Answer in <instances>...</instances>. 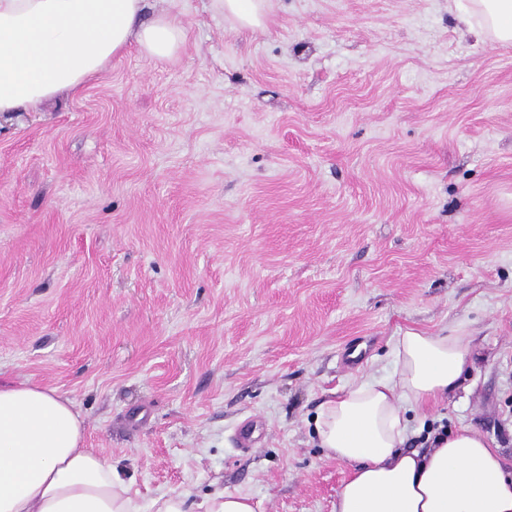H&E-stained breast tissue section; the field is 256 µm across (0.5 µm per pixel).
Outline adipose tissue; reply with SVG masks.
Listing matches in <instances>:
<instances>
[{
	"instance_id": "ef3b65f1",
	"label": "adipose tissue",
	"mask_w": 512,
	"mask_h": 512,
	"mask_svg": "<svg viewBox=\"0 0 512 512\" xmlns=\"http://www.w3.org/2000/svg\"><path fill=\"white\" fill-rule=\"evenodd\" d=\"M145 0H0V114L39 111L77 93L139 45L165 61L186 39L171 16L142 18ZM458 20L512 44V0H469ZM387 376L332 394L312 421L326 458L346 463L333 512H512V470L471 426L431 429L406 449L409 413L447 404L464 388L475 343L465 323L434 335L409 328L390 345ZM251 495L201 500L162 494L149 510L118 465L84 445L74 402L35 382L0 381V512H257Z\"/></svg>"
}]
</instances>
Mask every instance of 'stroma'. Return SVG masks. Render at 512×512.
I'll return each instance as SVG.
<instances>
[{
  "mask_svg": "<svg viewBox=\"0 0 512 512\" xmlns=\"http://www.w3.org/2000/svg\"><path fill=\"white\" fill-rule=\"evenodd\" d=\"M187 31L0 115V378L74 401L142 504L247 493L332 512L310 423L465 322L468 390L412 417L512 462V46L448 0H148ZM224 13L242 26L258 27L264 22L266 0H221Z\"/></svg>",
  "mask_w": 512,
  "mask_h": 512,
  "instance_id": "stroma-1",
  "label": "stroma"
}]
</instances>
